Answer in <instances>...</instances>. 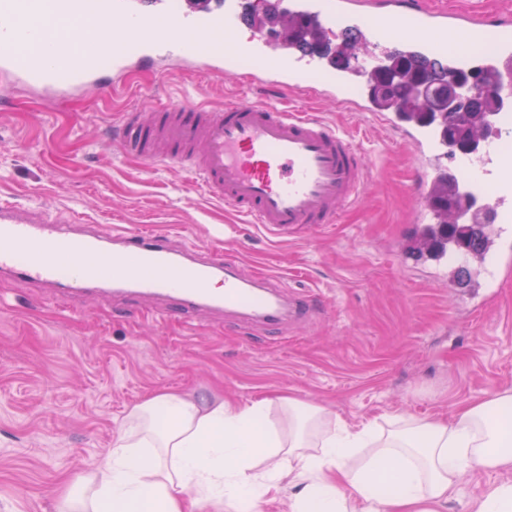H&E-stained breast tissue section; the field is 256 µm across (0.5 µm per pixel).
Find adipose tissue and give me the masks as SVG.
I'll return each instance as SVG.
<instances>
[{
	"label": "adipose tissue",
	"instance_id": "ef3b65f1",
	"mask_svg": "<svg viewBox=\"0 0 512 512\" xmlns=\"http://www.w3.org/2000/svg\"><path fill=\"white\" fill-rule=\"evenodd\" d=\"M208 405L165 392L132 407L108 458L82 476L68 512H253L287 493L290 512H446L468 470L512 471V388L440 422L350 427L288 398Z\"/></svg>",
	"mask_w": 512,
	"mask_h": 512
}]
</instances>
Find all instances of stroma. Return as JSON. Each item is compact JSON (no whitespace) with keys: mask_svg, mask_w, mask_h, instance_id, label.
<instances>
[{"mask_svg":"<svg viewBox=\"0 0 512 512\" xmlns=\"http://www.w3.org/2000/svg\"><path fill=\"white\" fill-rule=\"evenodd\" d=\"M131 80L115 99L15 93L0 109V194L112 231H169L176 244L265 270L316 311L278 333L208 314L158 322L143 302L97 294L62 308L44 289L0 280V512H60L107 458L126 412L160 392L239 406L289 395L360 425L446 421L458 404L512 386V265L485 273L452 257L436 272L416 257L415 161L372 113L308 87L297 95L363 144L372 174L338 223L275 236L185 169L126 157L112 132L127 110L167 98L265 102L277 91L178 68Z\"/></svg>","mask_w":512,"mask_h":512,"instance_id":"obj_1","label":"stroma"}]
</instances>
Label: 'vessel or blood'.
I'll return each mask as SVG.
<instances>
[{
  "label": "vessel or blood",
  "instance_id": "obj_1",
  "mask_svg": "<svg viewBox=\"0 0 512 512\" xmlns=\"http://www.w3.org/2000/svg\"><path fill=\"white\" fill-rule=\"evenodd\" d=\"M408 0H260L261 13L306 18L327 33L358 35L364 61L348 69L305 54L287 39L262 32L241 37L245 0H0V77L53 101L95 93L110 97L127 86L132 68L164 72L175 60L210 77L262 75L291 93L315 81L325 96L369 112L368 65L398 50L422 61L444 58L451 70L470 64L459 45L484 47L479 65L498 108L494 134L457 154L443 123L414 122L399 111L381 113L400 130L416 164L432 180H449L462 200L456 223L488 219L486 252L512 250L502 227L512 223V23L462 11L411 8ZM83 25L92 36L65 52L43 24L46 13ZM122 151L147 163L164 161L196 175L211 198L249 223L287 233L303 225L336 223L359 201L369 179L355 139L320 117L269 104L231 101L204 106L166 101L148 112H125L114 132ZM79 217L23 207L0 197V276L51 287L59 303L112 288L163 301L156 319L179 311L234 313L265 328H283L311 314L310 302L245 272L223 258L175 247L162 231L79 229Z\"/></svg>",
  "mask_w": 512,
  "mask_h": 512
}]
</instances>
